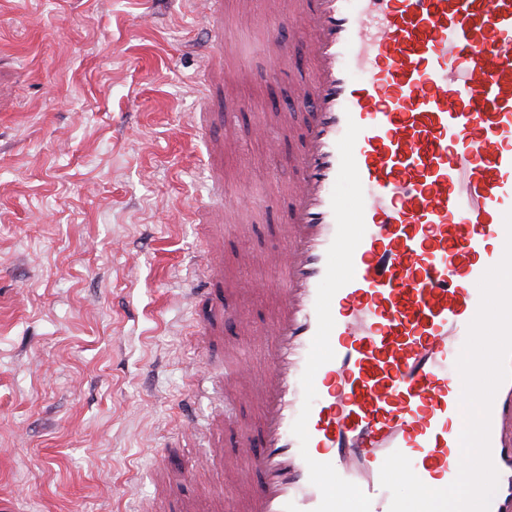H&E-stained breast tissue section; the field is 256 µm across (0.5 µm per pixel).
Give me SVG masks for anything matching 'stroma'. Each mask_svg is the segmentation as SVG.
I'll return each instance as SVG.
<instances>
[{
    "mask_svg": "<svg viewBox=\"0 0 512 512\" xmlns=\"http://www.w3.org/2000/svg\"><path fill=\"white\" fill-rule=\"evenodd\" d=\"M245 2L242 20L224 6L209 85L200 0H0V512H240L235 437L260 418L226 400L224 347L264 371L292 98L312 69L277 21L285 0ZM281 112L293 128L274 154L251 130ZM229 119L239 141L210 155ZM214 167L225 201L266 205L216 237L215 296L195 305Z\"/></svg>",
    "mask_w": 512,
    "mask_h": 512,
    "instance_id": "obj_1",
    "label": "stroma"
}]
</instances>
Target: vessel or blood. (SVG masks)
Listing matches in <instances>:
<instances>
[{
	"mask_svg": "<svg viewBox=\"0 0 512 512\" xmlns=\"http://www.w3.org/2000/svg\"><path fill=\"white\" fill-rule=\"evenodd\" d=\"M312 61L280 272L242 455L246 512H389L393 451L429 487L456 477V361L512 210V0H290ZM364 80H356L355 72ZM361 188L348 213L338 190ZM490 512H512V380L498 389Z\"/></svg>",
	"mask_w": 512,
	"mask_h": 512,
	"instance_id": "obj_1",
	"label": "vessel or blood"
}]
</instances>
